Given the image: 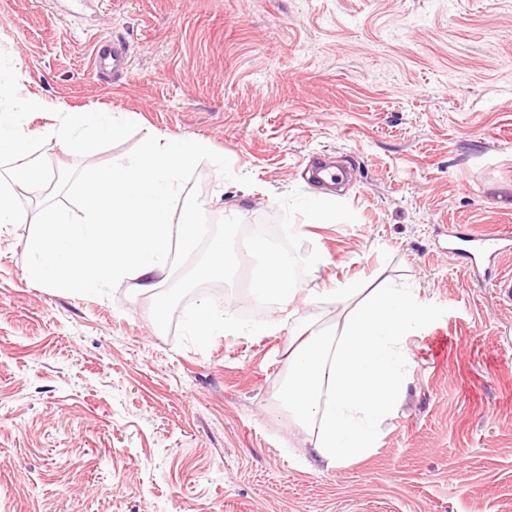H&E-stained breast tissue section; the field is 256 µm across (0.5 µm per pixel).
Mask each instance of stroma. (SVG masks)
I'll list each match as a JSON object with an SVG mask.
<instances>
[{
    "instance_id": "35a3bbf8",
    "label": "stroma",
    "mask_w": 512,
    "mask_h": 512,
    "mask_svg": "<svg viewBox=\"0 0 512 512\" xmlns=\"http://www.w3.org/2000/svg\"><path fill=\"white\" fill-rule=\"evenodd\" d=\"M109 38L129 72L99 78ZM0 50L23 89L207 139L206 214L274 224L330 159L353 222L308 224L321 259L269 336L182 346L152 293L85 296L28 282L27 222L0 227V512H512V259L449 253L512 233V0H0ZM415 288L430 310L402 344L404 388L373 453L328 466L271 407L294 320L332 328L327 290Z\"/></svg>"
}]
</instances>
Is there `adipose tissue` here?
I'll list each match as a JSON object with an SVG mask.
<instances>
[{
	"mask_svg": "<svg viewBox=\"0 0 512 512\" xmlns=\"http://www.w3.org/2000/svg\"><path fill=\"white\" fill-rule=\"evenodd\" d=\"M335 292L344 304L335 331L315 333L303 321L289 329L299 344L278 407L328 465L341 466L374 450L402 387L396 347L429 312L410 288L384 285L364 296L346 282Z\"/></svg>",
	"mask_w": 512,
	"mask_h": 512,
	"instance_id": "obj_1",
	"label": "adipose tissue"
}]
</instances>
